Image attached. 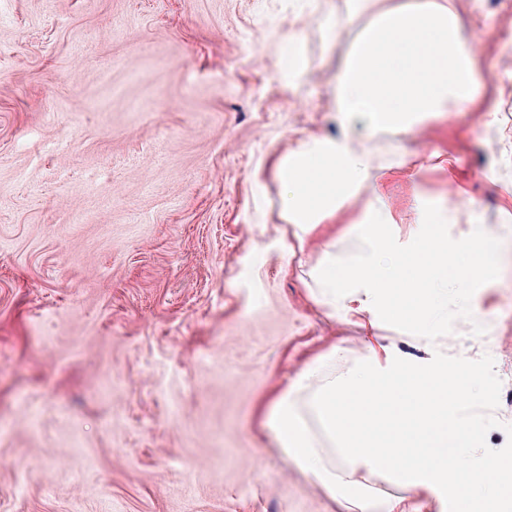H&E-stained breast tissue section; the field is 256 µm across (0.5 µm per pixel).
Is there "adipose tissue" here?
<instances>
[{
  "instance_id": "1",
  "label": "adipose tissue",
  "mask_w": 512,
  "mask_h": 512,
  "mask_svg": "<svg viewBox=\"0 0 512 512\" xmlns=\"http://www.w3.org/2000/svg\"><path fill=\"white\" fill-rule=\"evenodd\" d=\"M370 22L332 79L330 112L341 130L292 140L274 156L284 254L321 239L337 212L358 205L349 227L363 247L355 260L325 242L308 273V295L328 316L368 314L370 326L400 320L399 295L414 296L418 336L430 359L409 362L368 347L340 376L319 379L313 363L271 399L267 422L295 465L329 495L365 500L362 480L389 477L418 496L394 497L384 512H443L454 499L472 512L480 498L512 500V454L476 450L469 425L449 421V397L470 400L474 382L449 381L448 357L433 338L448 327V291L474 288L485 267L502 259L498 237L477 224L449 246L441 224L448 206L414 197L415 227L396 234L386 185L404 164L402 139L429 120L469 108L487 81L475 61L474 37L447 0H354ZM468 266H460V257Z\"/></svg>"
}]
</instances>
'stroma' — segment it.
Returning a JSON list of instances; mask_svg holds the SVG:
<instances>
[{"mask_svg": "<svg viewBox=\"0 0 512 512\" xmlns=\"http://www.w3.org/2000/svg\"><path fill=\"white\" fill-rule=\"evenodd\" d=\"M454 5L499 77L409 140L389 205L405 233L414 190L452 193L449 240L512 239V0ZM368 22L350 0H0V512H348L261 426L308 365L366 352L299 280L319 243L282 272L267 166L335 131ZM286 32L312 63L296 88L268 80ZM416 326L376 341L422 357ZM434 344L479 380L476 446L511 451L512 263L449 291Z\"/></svg>", "mask_w": 512, "mask_h": 512, "instance_id": "obj_1", "label": "stroma"}]
</instances>
